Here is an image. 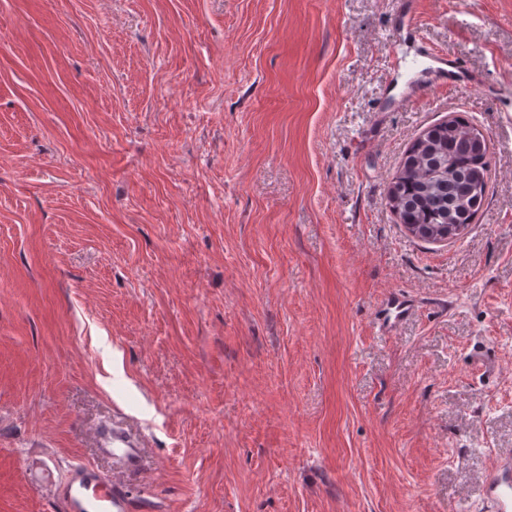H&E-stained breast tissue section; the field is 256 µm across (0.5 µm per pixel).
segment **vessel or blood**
<instances>
[{
	"mask_svg": "<svg viewBox=\"0 0 512 512\" xmlns=\"http://www.w3.org/2000/svg\"><path fill=\"white\" fill-rule=\"evenodd\" d=\"M125 470L140 466V453L121 431L109 435L103 445ZM62 512H145L143 501L129 495L125 485L108 480L90 467L73 469L57 489ZM483 499L488 512H512V454L493 460L484 477Z\"/></svg>",
	"mask_w": 512,
	"mask_h": 512,
	"instance_id": "vessel-or-blood-1",
	"label": "vessel or blood"
}]
</instances>
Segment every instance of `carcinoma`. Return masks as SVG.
Returning a JSON list of instances; mask_svg holds the SVG:
<instances>
[{
  "label": "carcinoma",
  "mask_w": 512,
  "mask_h": 512,
  "mask_svg": "<svg viewBox=\"0 0 512 512\" xmlns=\"http://www.w3.org/2000/svg\"><path fill=\"white\" fill-rule=\"evenodd\" d=\"M476 124L458 114L437 123L409 146L388 189V204L402 224L424 229L454 225L460 239L482 210L492 177L489 151L476 149Z\"/></svg>",
  "instance_id": "carcinoma-1"
}]
</instances>
